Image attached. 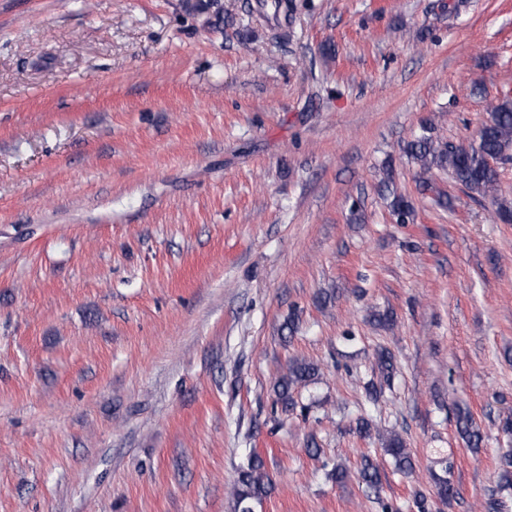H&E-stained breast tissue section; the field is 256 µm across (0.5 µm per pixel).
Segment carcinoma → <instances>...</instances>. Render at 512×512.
<instances>
[{
    "label": "carcinoma",
    "instance_id": "1",
    "mask_svg": "<svg viewBox=\"0 0 512 512\" xmlns=\"http://www.w3.org/2000/svg\"><path fill=\"white\" fill-rule=\"evenodd\" d=\"M255 10H270L277 18L283 11L293 14L295 3L294 0H256ZM404 151L424 171L436 168L450 173L455 182L472 197H493L498 192V173L491 162L512 161V99L505 97L489 105V117L471 142H443L433 135L432 126L424 122L420 126V133L406 144ZM387 191L391 196L390 212L395 223L412 222L414 209L406 196L390 187ZM377 360L384 382L391 383L394 377L392 354L382 350ZM316 372V366L311 363L293 362L287 376L277 386L278 400L287 407L293 405L292 387L311 381ZM456 428L467 447L474 450L479 448L483 435L468 410L458 409ZM382 451L395 471L406 473L412 469L411 454L398 434L391 433L383 438ZM358 473L367 488L378 489L381 483L380 466L370 455L361 456ZM434 487V495L441 501L454 495V487L445 474L434 478ZM270 491L271 482L263 459L257 454L250 455L246 465L240 467L233 486L235 512H255L256 506L263 502Z\"/></svg>",
    "mask_w": 512,
    "mask_h": 512
}]
</instances>
